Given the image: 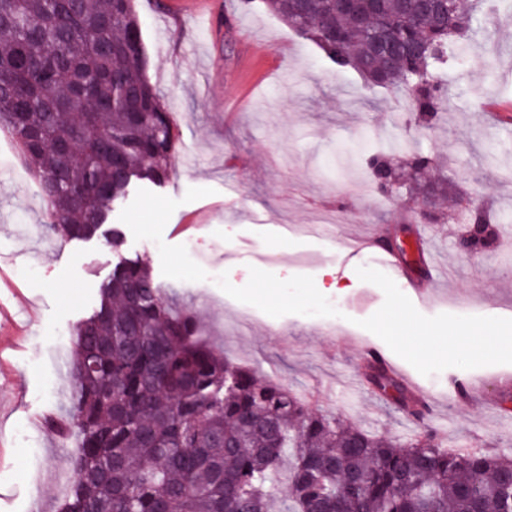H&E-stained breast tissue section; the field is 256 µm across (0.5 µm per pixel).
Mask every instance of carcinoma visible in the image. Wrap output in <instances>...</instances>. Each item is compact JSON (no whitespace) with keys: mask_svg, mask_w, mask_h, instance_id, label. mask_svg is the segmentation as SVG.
I'll return each instance as SVG.
<instances>
[{"mask_svg":"<svg viewBox=\"0 0 512 512\" xmlns=\"http://www.w3.org/2000/svg\"><path fill=\"white\" fill-rule=\"evenodd\" d=\"M301 39L431 129L443 72L476 40L479 0H265ZM135 0H0V130L39 180L46 228L97 235L143 185H163L178 128L147 75ZM62 426L76 438L56 512H512V457L452 451L417 423L402 442L309 410L214 351L196 311L121 259L74 330ZM370 383L406 406L384 367Z\"/></svg>","mask_w":512,"mask_h":512,"instance_id":"1","label":"carcinoma"}]
</instances>
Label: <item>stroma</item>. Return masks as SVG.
<instances>
[{
	"instance_id": "35a3bbf8",
	"label": "stroma",
	"mask_w": 512,
	"mask_h": 512,
	"mask_svg": "<svg viewBox=\"0 0 512 512\" xmlns=\"http://www.w3.org/2000/svg\"><path fill=\"white\" fill-rule=\"evenodd\" d=\"M149 59L148 75L174 111L179 129L175 167L118 206L124 255L147 264L164 285L199 311L209 340L226 357L259 370L309 407L379 435L413 437L407 409L371 385L360 346L382 347L359 320L384 303L382 290L344 266L352 242L422 239L451 265V277L428 298L423 315L495 314L512 318V246L467 259L457 232L467 218L459 196L481 193L493 213L512 220V9L482 23L473 51L448 68L452 100L434 133L417 131L390 109L391 94L367 87L352 69L333 64L277 15L241 10L238 0H136ZM431 155L419 173L396 169L400 198L349 185L369 180L373 149ZM430 209L438 222L412 223L408 209ZM37 181L0 130V264L14 286L0 290L13 319L0 326V512H55L53 473L67 466L70 435L32 425L57 414L67 387L74 328L97 302L118 255L104 236L62 241L47 233ZM280 279L320 278L329 270L346 291L325 289L335 317H271L238 302L216 284L227 274L244 286L250 268ZM388 360L412 394L427 396L428 423L451 448L512 454V412L495 384L512 365L468 370L486 398L460 403L448 392L454 368L421 375L395 353Z\"/></svg>"
}]
</instances>
